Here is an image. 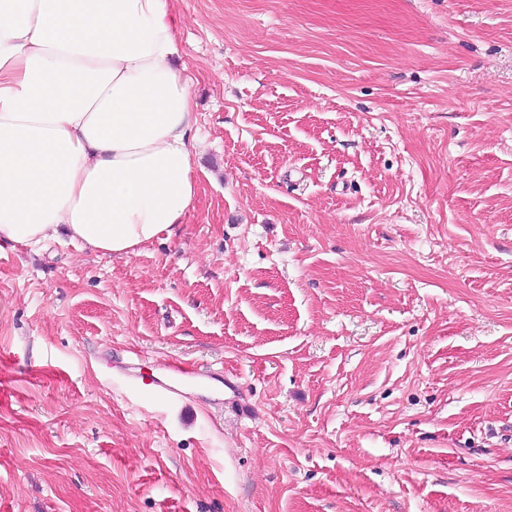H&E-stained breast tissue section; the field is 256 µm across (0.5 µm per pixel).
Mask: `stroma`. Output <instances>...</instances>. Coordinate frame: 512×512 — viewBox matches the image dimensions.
<instances>
[{
    "instance_id": "stroma-1",
    "label": "stroma",
    "mask_w": 512,
    "mask_h": 512,
    "mask_svg": "<svg viewBox=\"0 0 512 512\" xmlns=\"http://www.w3.org/2000/svg\"><path fill=\"white\" fill-rule=\"evenodd\" d=\"M171 12L193 208L0 246V512H512V0Z\"/></svg>"
}]
</instances>
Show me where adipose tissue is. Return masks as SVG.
I'll use <instances>...</instances> for the list:
<instances>
[{
  "label": "adipose tissue",
  "instance_id": "obj_1",
  "mask_svg": "<svg viewBox=\"0 0 512 512\" xmlns=\"http://www.w3.org/2000/svg\"><path fill=\"white\" fill-rule=\"evenodd\" d=\"M170 0H0V244L130 255L193 207Z\"/></svg>",
  "mask_w": 512,
  "mask_h": 512
}]
</instances>
